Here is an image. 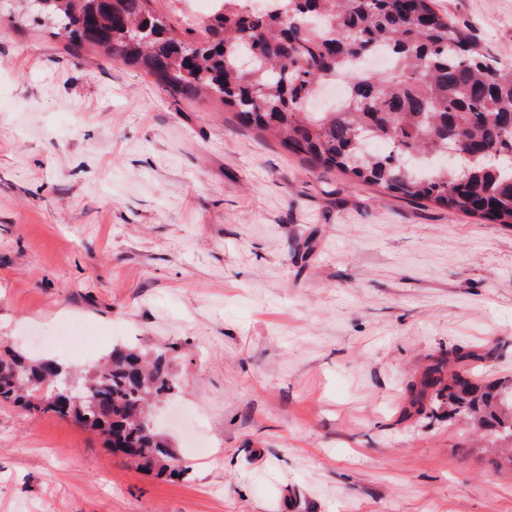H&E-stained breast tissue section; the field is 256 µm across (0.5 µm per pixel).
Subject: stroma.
Segmentation results:
<instances>
[{
  "mask_svg": "<svg viewBox=\"0 0 512 512\" xmlns=\"http://www.w3.org/2000/svg\"><path fill=\"white\" fill-rule=\"evenodd\" d=\"M436 4L512 60V0ZM24 12L0 0V339L76 371L173 349L153 412L188 473L2 405L0 512H512L474 431L404 412L448 350L512 377V227L311 169Z\"/></svg>",
  "mask_w": 512,
  "mask_h": 512,
  "instance_id": "obj_1",
  "label": "stroma"
}]
</instances>
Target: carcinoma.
Segmentation results:
<instances>
[{
    "label": "carcinoma",
    "mask_w": 512,
    "mask_h": 512,
    "mask_svg": "<svg viewBox=\"0 0 512 512\" xmlns=\"http://www.w3.org/2000/svg\"><path fill=\"white\" fill-rule=\"evenodd\" d=\"M30 13L50 22L73 47L105 54L153 76L177 96L210 95L238 123L270 136L312 168L334 169L356 184L405 200L512 226V62L486 54L433 0H214L208 18H190L178 35L150 8L151 0H44ZM391 70L367 67L379 49ZM347 98L309 112L317 89L336 79ZM457 151L448 168H414ZM497 155L501 164L485 157ZM172 357L117 346L105 362L73 382L54 359L9 347L0 351V405L72 419L147 470L171 478L187 468L157 428L139 423L143 406L181 389ZM463 357L445 353L410 387L409 407L427 400L494 436L500 461L512 465V381L464 375Z\"/></svg>",
    "instance_id": "1"
}]
</instances>
